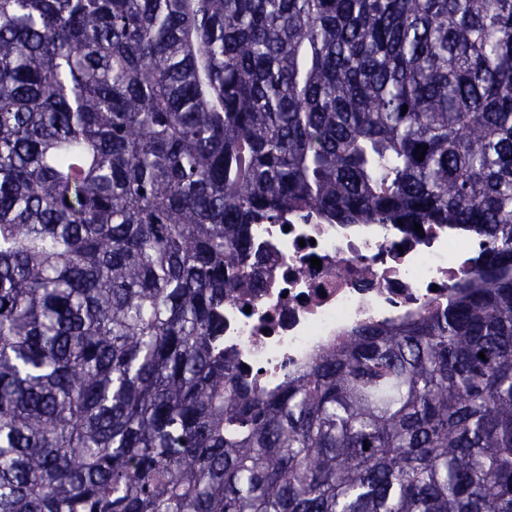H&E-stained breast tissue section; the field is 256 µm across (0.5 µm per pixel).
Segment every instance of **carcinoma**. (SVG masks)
<instances>
[{"label":"carcinoma","mask_w":512,"mask_h":512,"mask_svg":"<svg viewBox=\"0 0 512 512\" xmlns=\"http://www.w3.org/2000/svg\"><path fill=\"white\" fill-rule=\"evenodd\" d=\"M290 215L482 269L254 388ZM0 512H512V0H0Z\"/></svg>","instance_id":"1"}]
</instances>
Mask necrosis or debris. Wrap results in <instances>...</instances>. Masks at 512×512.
Listing matches in <instances>:
<instances>
[{"mask_svg":"<svg viewBox=\"0 0 512 512\" xmlns=\"http://www.w3.org/2000/svg\"><path fill=\"white\" fill-rule=\"evenodd\" d=\"M252 250L243 277L253 287L224 301V350L249 381L271 389L359 325L447 304L450 288L480 270L482 246L444 224L414 232L292 216L257 225Z\"/></svg>","mask_w":512,"mask_h":512,"instance_id":"4bbe7bcc","label":"necrosis or debris"}]
</instances>
